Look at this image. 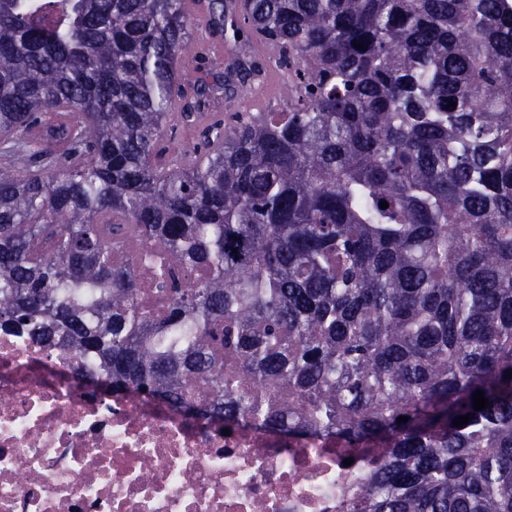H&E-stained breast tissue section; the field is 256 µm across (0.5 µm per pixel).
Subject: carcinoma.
Returning a JSON list of instances; mask_svg holds the SVG:
<instances>
[{
  "mask_svg": "<svg viewBox=\"0 0 512 512\" xmlns=\"http://www.w3.org/2000/svg\"><path fill=\"white\" fill-rule=\"evenodd\" d=\"M203 2L233 50L191 84L183 0H0V327L391 442L345 512H512V0ZM256 34L283 109L205 122L264 86ZM136 273L138 276V280L140 282V293H139V302L145 306H149L153 309L159 310L160 303L158 302L155 286L152 281L151 272L148 267L144 265H139L136 268Z\"/></svg>",
  "mask_w": 512,
  "mask_h": 512,
  "instance_id": "cac0c4a2",
  "label": "carcinoma"
}]
</instances>
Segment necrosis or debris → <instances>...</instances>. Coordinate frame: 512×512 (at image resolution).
Masks as SVG:
<instances>
[{"mask_svg":"<svg viewBox=\"0 0 512 512\" xmlns=\"http://www.w3.org/2000/svg\"><path fill=\"white\" fill-rule=\"evenodd\" d=\"M94 362L0 330V512H342L384 443L102 394Z\"/></svg>","mask_w":512,"mask_h":512,"instance_id":"4bbe7bcc","label":"necrosis or debris"}]
</instances>
